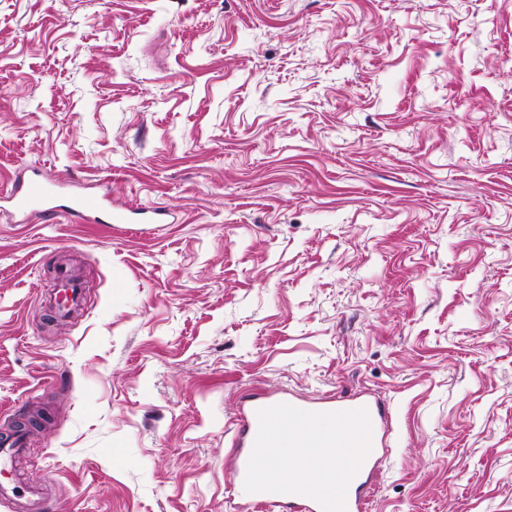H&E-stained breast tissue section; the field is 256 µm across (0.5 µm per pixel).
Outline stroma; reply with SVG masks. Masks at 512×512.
Masks as SVG:
<instances>
[{
    "label": "stroma",
    "mask_w": 512,
    "mask_h": 512,
    "mask_svg": "<svg viewBox=\"0 0 512 512\" xmlns=\"http://www.w3.org/2000/svg\"><path fill=\"white\" fill-rule=\"evenodd\" d=\"M0 434L62 512H244L248 397L383 400L367 512H512V0H0ZM89 306L52 332L63 260ZM16 215L17 224H27L31 217L47 218L66 214L76 224H166L169 214L160 208H115L104 193L80 190L69 183L48 182L34 178L17 186L2 203Z\"/></svg>",
    "instance_id": "obj_1"
}]
</instances>
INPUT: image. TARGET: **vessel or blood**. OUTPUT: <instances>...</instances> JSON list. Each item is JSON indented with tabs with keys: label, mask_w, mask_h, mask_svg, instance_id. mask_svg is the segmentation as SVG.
I'll use <instances>...</instances> for the list:
<instances>
[{
	"label": "vessel or blood",
	"mask_w": 512,
	"mask_h": 512,
	"mask_svg": "<svg viewBox=\"0 0 512 512\" xmlns=\"http://www.w3.org/2000/svg\"><path fill=\"white\" fill-rule=\"evenodd\" d=\"M8 207L17 217L18 223H28L30 218H47L65 214L78 224H163L168 214L160 208H115L105 194L80 190L77 185L53 183L34 178L17 186L6 198ZM58 292L65 300L54 314L58 320H66L71 311L82 308L84 285L71 270H61ZM271 400L259 398L248 403L241 418L247 449L233 452L230 456L231 472L234 477L233 489L244 494L251 512H268L272 504L288 507L289 512H321L319 504L312 498L292 493L255 492L245 493L244 483L247 464L258 431L259 410L271 407ZM359 407L368 412L373 437L372 448L361 468L348 485L345 498L346 512H366L363 489L371 472L380 461V434L386 426V416L376 400L365 397L359 400ZM29 453L23 432L15 431L0 439V501L11 502L14 512H50L51 505L41 491L23 485L17 480L18 466Z\"/></svg>",
	"instance_id": "obj_1"
}]
</instances>
